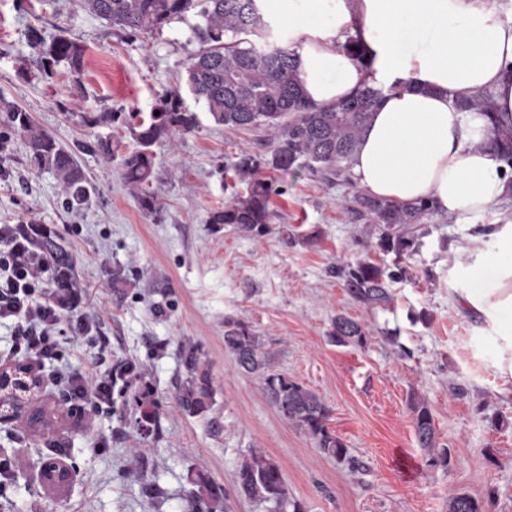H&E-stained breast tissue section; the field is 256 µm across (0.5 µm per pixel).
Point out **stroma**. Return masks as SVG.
<instances>
[{
	"instance_id": "stroma-1",
	"label": "stroma",
	"mask_w": 512,
	"mask_h": 512,
	"mask_svg": "<svg viewBox=\"0 0 512 512\" xmlns=\"http://www.w3.org/2000/svg\"><path fill=\"white\" fill-rule=\"evenodd\" d=\"M194 14L133 36L111 29L79 0H0V98L30 112L65 147L100 136L114 156L75 158L91 189L81 210L67 211L53 173L31 168L20 138L0 151V225L32 219L66 239L82 311L98 325L94 339L76 337L63 310L62 361L34 370L48 425L0 426V453L13 464V483L0 512H191L189 471H207L230 498L214 512H266L234 497L235 472L250 451L281 466L291 499L304 512H447L448 494L492 500L491 512H512V394L498 366L508 352L492 323L459 309L463 290L491 287V270L474 271L461 247L476 227L512 220V195L462 218L440 213L410 226L417 252L396 258L375 243L381 225L355 202L353 182H328L307 168L281 172L258 134L216 124L195 102L185 68ZM59 34L85 48L81 87L65 64L43 68L28 41ZM179 95L197 113V128L177 145L153 146L155 212L144 211L122 177L121 157L134 150L132 116L150 117L163 95ZM84 112H115L112 124L83 127ZM255 155L278 188L271 230L247 235L206 218L244 186L226 167ZM385 271L405 267L390 285V304L368 309L352 301L335 270L359 260ZM127 274L112 288L113 270ZM361 321L365 344L338 345L328 334L334 316ZM245 322L275 355V368L310 387L330 408L328 427L362 464L323 454L264 399L260 380L241 372L224 349L226 318ZM397 335L396 342L386 333ZM197 349L214 390L207 413L181 412L175 385L185 378V347ZM132 362L162 404L157 432L141 435L132 406L116 402L68 416L55 384L60 367L104 373ZM425 397L447 467L431 468L419 448L409 410ZM67 464L73 482L45 483L40 468Z\"/></svg>"
}]
</instances>
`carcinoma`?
Listing matches in <instances>:
<instances>
[{
  "label": "carcinoma",
  "mask_w": 512,
  "mask_h": 512,
  "mask_svg": "<svg viewBox=\"0 0 512 512\" xmlns=\"http://www.w3.org/2000/svg\"><path fill=\"white\" fill-rule=\"evenodd\" d=\"M90 14L129 34L157 29L174 18L190 12L199 18L192 28V40L197 49L186 67V83L195 101L205 104L214 122L234 130L263 128L270 132L274 144L272 167L289 171L305 166L327 181L349 178V163L360 138L369 125L373 112L385 95L382 87H365L351 96L318 106L306 100L297 72L295 52L280 44L270 22L256 0H80ZM32 48L40 54L43 65L64 63L79 74L83 69L85 47L64 34L45 45L43 37L30 31ZM458 111L476 110L491 119V144L499 151L502 161L512 167V126L494 119L488 95L459 99L453 103ZM120 118L116 112H87L81 122L88 128L112 123ZM197 114L177 96L163 99L159 114L141 119L129 126L136 148L122 158L125 183L139 190L138 200L147 212L155 211V193L150 191L154 169L151 147L162 140L177 137L197 128ZM24 140L31 165L52 172L64 192V204L78 209L88 198V181L77 165V150L93 149L107 163L112 162V142L102 139L79 142L66 148L45 132L32 115L22 108L0 99V145L11 137ZM234 175L245 185V193L210 212L207 223L214 226L229 224L239 230L263 236L272 221L270 199L273 181L260 175L259 163L249 153H242L233 164ZM361 213L372 224H383L386 231L376 246L400 257L416 251L415 238L403 228L421 224L435 212L428 201L399 203L369 196H358ZM31 244L53 268L57 288L77 287L76 274L64 239L54 230L36 222L18 226ZM348 295L367 307H381L392 300L388 282L405 274L385 272L378 265L359 261L340 270ZM331 341L341 345L364 344L366 329L361 322L338 314L332 319ZM224 350L231 354L242 372L260 379L267 402L289 425L309 436L319 450L338 460L349 462L353 470L360 462L349 456L344 442L329 431L330 409L310 388L274 369V354L248 325L224 320ZM187 377L176 386L175 401L182 412L198 416L208 411L213 402V387L209 368L202 363L195 349L184 351ZM118 395L131 397L139 408L137 423L150 433L159 428L161 403L150 385L137 383L140 375L132 363H120L114 369ZM38 388L9 397L0 396V405L15 411L31 405ZM417 443L431 466H448V449L440 446L433 415L427 400L413 395L409 402ZM188 481L198 488L195 512H213V505L228 501L224 486L201 471L188 474ZM234 491L241 498L257 504L271 503L274 512H303L300 503L290 500L288 488L279 464L265 453L253 451L240 463ZM485 505L465 492L448 494V512H484Z\"/></svg>",
  "instance_id": "cac0c4a2"
}]
</instances>
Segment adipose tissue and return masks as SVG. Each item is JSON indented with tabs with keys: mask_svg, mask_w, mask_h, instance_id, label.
Returning a JSON list of instances; mask_svg holds the SVG:
<instances>
[{
	"mask_svg": "<svg viewBox=\"0 0 512 512\" xmlns=\"http://www.w3.org/2000/svg\"><path fill=\"white\" fill-rule=\"evenodd\" d=\"M295 50L304 94L323 105L366 86H385L351 161L349 174L367 196L398 202L432 201L463 217L488 210L512 193V173L489 146L490 122L478 111L458 112L454 100L482 93L512 125V8L502 0H258ZM323 23H311L314 15ZM366 49L358 63L341 44L345 34ZM411 34L432 39L414 48ZM492 268V287L466 292L462 306L495 319L512 311V263L474 254Z\"/></svg>",
	"mask_w": 512,
	"mask_h": 512,
	"instance_id": "ef3b65f1",
	"label": "adipose tissue"
}]
</instances>
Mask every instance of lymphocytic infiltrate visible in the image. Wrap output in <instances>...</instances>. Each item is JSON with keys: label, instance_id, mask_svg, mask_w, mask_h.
<instances>
[{"label": "lymphocytic infiltrate", "instance_id": "f902f5d3", "mask_svg": "<svg viewBox=\"0 0 512 512\" xmlns=\"http://www.w3.org/2000/svg\"><path fill=\"white\" fill-rule=\"evenodd\" d=\"M54 273L45 258L31 250L16 235L12 224L0 225V320L15 324L13 350L36 361H57V340L63 307L78 306L80 292L68 291L63 300L53 299L50 286ZM69 412L85 413L87 399L96 404L112 400V377L95 373L61 371L57 377Z\"/></svg>", "mask_w": 512, "mask_h": 512}]
</instances>
